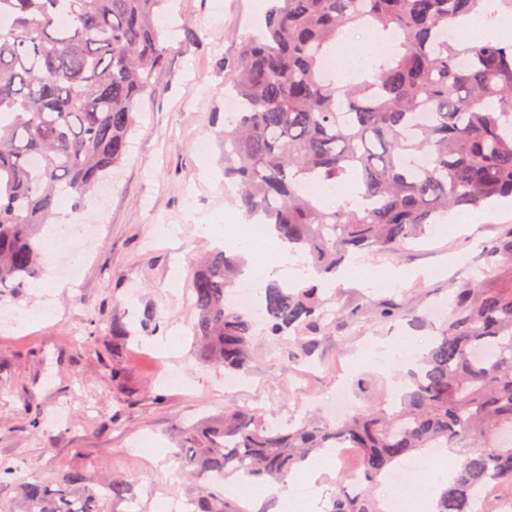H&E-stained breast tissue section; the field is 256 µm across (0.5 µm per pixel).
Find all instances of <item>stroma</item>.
<instances>
[{
	"instance_id": "1",
	"label": "stroma",
	"mask_w": 512,
	"mask_h": 512,
	"mask_svg": "<svg viewBox=\"0 0 512 512\" xmlns=\"http://www.w3.org/2000/svg\"><path fill=\"white\" fill-rule=\"evenodd\" d=\"M179 30L165 40L167 64L151 81L136 114L129 153L99 197L75 204L62 199L59 216L87 226L86 254L76 284L55 289V310L44 316L45 298L33 286L10 299L0 317V502L15 496L14 481L58 478L73 470L128 477L139 498L162 488L173 512L191 489L168 454L181 426L223 415L228 404L249 405L267 418L315 414L326 419L336 371L348 375L354 405L366 379L392 389L398 376L371 366L369 345L391 342L424 351L434 331L407 319L390 322L375 308L410 297L419 310L448 296L459 269L476 263L512 209L486 206L468 212L465 232L439 225L428 242L398 255L360 254L326 295L339 313L318 338L304 369L301 392L286 388L288 360L256 327L255 354L238 390L224 389V372L193 355L190 258L214 247L198 236L195 215L222 217L236 238L246 217L224 189V87L238 47L264 20L268 0H170ZM167 225L170 235H155ZM402 269L410 280L369 287L371 275ZM125 317L131 337L112 347L109 324ZM164 448L147 459L145 443Z\"/></svg>"
}]
</instances>
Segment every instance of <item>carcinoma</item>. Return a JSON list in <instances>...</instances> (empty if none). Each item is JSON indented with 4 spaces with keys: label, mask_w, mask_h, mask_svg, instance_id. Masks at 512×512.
I'll list each match as a JSON object with an SVG mask.
<instances>
[{
    "label": "carcinoma",
    "mask_w": 512,
    "mask_h": 512,
    "mask_svg": "<svg viewBox=\"0 0 512 512\" xmlns=\"http://www.w3.org/2000/svg\"><path fill=\"white\" fill-rule=\"evenodd\" d=\"M483 0H274L264 29L244 40L229 91L242 105L224 131V178L251 219L272 224L313 277L265 288V332L295 336L291 358L312 355L325 324L319 279L351 251L400 253L431 235L452 209L512 197V42L460 45L448 35ZM167 0H0V298L41 271L42 229L57 203L94 195L123 163L135 112L163 69ZM66 11L69 22L59 13ZM388 55L327 73L325 60L351 25ZM427 164L417 165L420 156ZM361 198L332 209L313 187ZM236 257L215 249L190 281L194 355L231 374L248 370L253 323L228 305ZM413 300L379 311L416 316ZM333 423L287 425L248 405L180 429L172 455L197 490L192 512H245L226 496L231 477L284 481L313 455L361 450L365 486L336 490L330 512H383L371 486L412 453L456 448L436 512H502L512 503V225L483 248L477 277L448 295L439 335L417 355L395 402L373 398ZM502 496L477 505L483 486ZM19 508L0 512H108L136 483L91 486L80 472L16 482Z\"/></svg>",
    "instance_id": "1"
}]
</instances>
